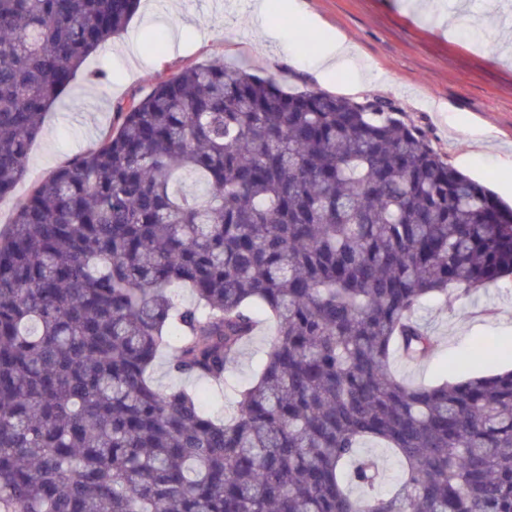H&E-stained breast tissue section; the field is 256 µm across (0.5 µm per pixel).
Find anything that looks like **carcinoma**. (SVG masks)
Returning <instances> with one entry per match:
<instances>
[{
    "label": "carcinoma",
    "mask_w": 512,
    "mask_h": 512,
    "mask_svg": "<svg viewBox=\"0 0 512 512\" xmlns=\"http://www.w3.org/2000/svg\"><path fill=\"white\" fill-rule=\"evenodd\" d=\"M140 0H0V200ZM512 276V208L387 99L189 64L117 106L0 231V512H512V371L392 372L422 305ZM186 288L193 301L172 294ZM233 413L155 386H224ZM393 450L405 477L388 492ZM271 326L265 322L256 338L248 344L238 360L227 373L226 387L224 393L217 389L209 390L206 384L186 380L180 381L168 373L167 360L169 353L163 352L156 360L151 371V378L155 385L162 389H166L171 385H183L187 388L200 387L206 390L208 402L213 412L221 416L229 415L233 408V389H239L247 384L253 377L258 364L264 357L267 350L268 341L271 336ZM362 451L377 455L385 460L387 468V478L386 484L384 485L383 489L385 490L393 486L397 482L401 474V468L392 450L387 448H381L380 445L374 443H367L366 445H364V448H362Z\"/></svg>",
    "instance_id": "carcinoma-1"
}]
</instances>
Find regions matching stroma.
<instances>
[{
	"mask_svg": "<svg viewBox=\"0 0 512 512\" xmlns=\"http://www.w3.org/2000/svg\"><path fill=\"white\" fill-rule=\"evenodd\" d=\"M138 10L122 41L131 52L102 49L82 66L59 102L47 111L33 140L24 179L0 202V228L33 184L95 145L109 130L117 103L147 95L159 74L175 75L190 63L240 62L288 91L319 89L344 97L369 78L358 99H389L418 126L449 163L512 203V0H440L443 21L403 10L402 0H299L297 14L277 9L272 30L257 36L241 0H151ZM495 26H488L489 15ZM315 26H306V18ZM339 33L353 52L327 82L313 75L310 44ZM161 35V54L143 43ZM102 78H94V71ZM436 340L416 364L392 356L391 369L411 384H434L470 373L491 375L512 366V278L470 297L434 300L419 312ZM263 324L227 374L224 390H208L217 414L231 412L233 391L247 384L271 336ZM479 341L492 345L486 358H471Z\"/></svg>",
	"mask_w": 512,
	"mask_h": 512,
	"instance_id": "stroma-1",
	"label": "stroma"
}]
</instances>
